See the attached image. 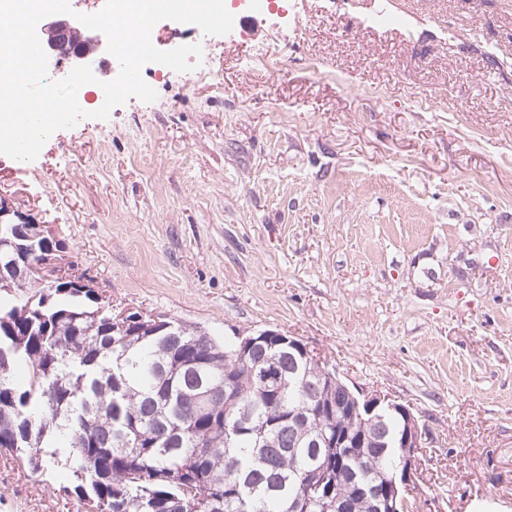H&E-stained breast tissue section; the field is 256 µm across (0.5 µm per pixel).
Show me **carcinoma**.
Segmentation results:
<instances>
[{"mask_svg":"<svg viewBox=\"0 0 512 512\" xmlns=\"http://www.w3.org/2000/svg\"><path fill=\"white\" fill-rule=\"evenodd\" d=\"M93 53L76 33L61 50ZM0 451L34 472L64 465L71 491L98 512H291L315 472L349 512H375L391 466L381 443L394 415L370 428L368 448H314L301 427L332 433L322 400L349 394L305 371L280 345L247 352L162 314L112 330V311L82 276L51 291L33 224L0 227ZM31 281L39 295L19 290Z\"/></svg>","mask_w":512,"mask_h":512,"instance_id":"obj_1","label":"carcinoma"}]
</instances>
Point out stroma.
<instances>
[{
  "mask_svg": "<svg viewBox=\"0 0 512 512\" xmlns=\"http://www.w3.org/2000/svg\"><path fill=\"white\" fill-rule=\"evenodd\" d=\"M216 81L0 154L113 312L275 330L420 416L413 512H512V0H225ZM387 12L386 27L369 17ZM0 455V512H87Z\"/></svg>",
  "mask_w": 512,
  "mask_h": 512,
  "instance_id": "stroma-1",
  "label": "stroma"
}]
</instances>
